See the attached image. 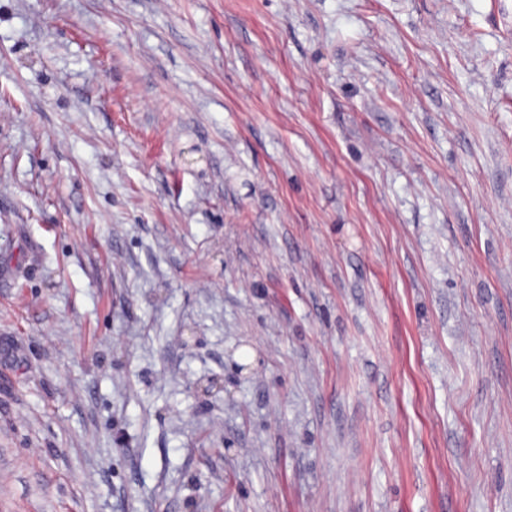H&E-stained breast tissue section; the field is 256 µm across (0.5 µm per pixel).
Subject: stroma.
<instances>
[{
	"mask_svg": "<svg viewBox=\"0 0 512 512\" xmlns=\"http://www.w3.org/2000/svg\"><path fill=\"white\" fill-rule=\"evenodd\" d=\"M0 512H512V0H0Z\"/></svg>",
	"mask_w": 512,
	"mask_h": 512,
	"instance_id": "35a3bbf8",
	"label": "stroma"
}]
</instances>
